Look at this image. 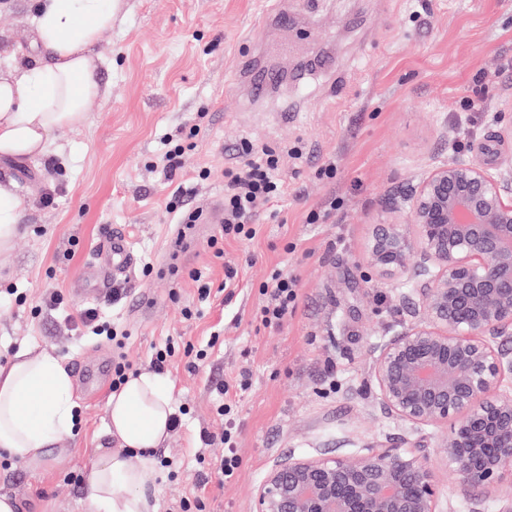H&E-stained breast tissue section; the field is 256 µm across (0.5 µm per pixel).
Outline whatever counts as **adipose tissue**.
Returning a JSON list of instances; mask_svg holds the SVG:
<instances>
[{"label": "adipose tissue", "instance_id": "obj_1", "mask_svg": "<svg viewBox=\"0 0 512 512\" xmlns=\"http://www.w3.org/2000/svg\"><path fill=\"white\" fill-rule=\"evenodd\" d=\"M114 0H35L32 45L43 63L0 70V160L47 153L53 133L88 121L87 101L100 94L97 50L112 26ZM24 201L13 182H0V265L8 264L23 231ZM114 450L87 469L84 512H155L143 488L151 451L172 434L171 382L156 373L129 375L109 401ZM74 387L49 351L17 353L0 366V452L41 461L74 429Z\"/></svg>", "mask_w": 512, "mask_h": 512}]
</instances>
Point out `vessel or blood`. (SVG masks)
<instances>
[{
    "label": "vessel or blood",
    "instance_id": "1",
    "mask_svg": "<svg viewBox=\"0 0 512 512\" xmlns=\"http://www.w3.org/2000/svg\"><path fill=\"white\" fill-rule=\"evenodd\" d=\"M135 261L134 249L125 233L113 232L106 247L99 251L75 282V297L90 301L99 296L113 281L127 274Z\"/></svg>",
    "mask_w": 512,
    "mask_h": 512
}]
</instances>
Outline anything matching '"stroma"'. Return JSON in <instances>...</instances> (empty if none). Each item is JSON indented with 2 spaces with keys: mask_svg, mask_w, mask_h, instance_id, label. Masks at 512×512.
Here are the masks:
<instances>
[{
  "mask_svg": "<svg viewBox=\"0 0 512 512\" xmlns=\"http://www.w3.org/2000/svg\"><path fill=\"white\" fill-rule=\"evenodd\" d=\"M33 0H0V68L15 50L27 62ZM284 12L291 29L255 26L262 13ZM101 93L87 106L88 122L52 136L49 154L0 162V181H13L25 202L23 234L0 268V301L10 290L36 296L44 286L70 290L113 231L133 243L128 296L102 295V316L130 333L123 353L146 370L156 348H210L208 367L191 371L174 359L163 371L173 384L181 425L161 447L171 471L155 470L148 491L156 512L181 498L205 496L211 512H255L267 473L288 456L349 457L371 447L418 439L439 477L440 512H470L448 461L440 431L415 427L378 404L372 374L377 350L411 319L407 277L366 276V248L378 225L404 223L408 195L439 164L466 159L497 167L512 157V0H119L112 26L98 44ZM280 71L264 98H253L240 63ZM201 133L191 166L209 169L192 184V207L224 196V172L242 142L280 153L284 192L259 206L253 240H228L212 259L215 225L176 241L165 201L188 176L168 181L151 169L162 140L192 124ZM302 147L295 158L293 147ZM335 161L334 180L316 175ZM52 194L43 206L40 198ZM320 223L307 221L310 212ZM238 275L224 285L226 267ZM282 268L296 277L294 310L277 329L260 327L261 282ZM200 270L212 290L198 302L190 273ZM200 306L185 319L186 307ZM33 312L30 303L0 312V365L22 349L49 350L68 372L79 362L112 354L111 345L71 331L68 312ZM247 389L237 388L241 370ZM111 377L97 394L75 383L80 423L63 457L0 466V494L17 512H83L85 473L108 434ZM231 387L236 404V479L207 477L203 459L224 446L214 388Z\"/></svg>",
  "mask_w": 512,
  "mask_h": 512,
  "instance_id": "obj_1",
  "label": "stroma"
}]
</instances>
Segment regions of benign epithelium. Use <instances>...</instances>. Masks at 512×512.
<instances>
[{
    "mask_svg": "<svg viewBox=\"0 0 512 512\" xmlns=\"http://www.w3.org/2000/svg\"><path fill=\"white\" fill-rule=\"evenodd\" d=\"M406 232L381 224L366 252L379 276L406 271L420 303L380 347L383 410L443 429L437 447L460 490L512 489V158L495 172L433 167L408 201ZM424 447L354 457H288L265 477L255 512H436Z\"/></svg>",
    "mask_w": 512,
    "mask_h": 512,
    "instance_id": "7a95c632",
    "label": "benign epithelium"
}]
</instances>
